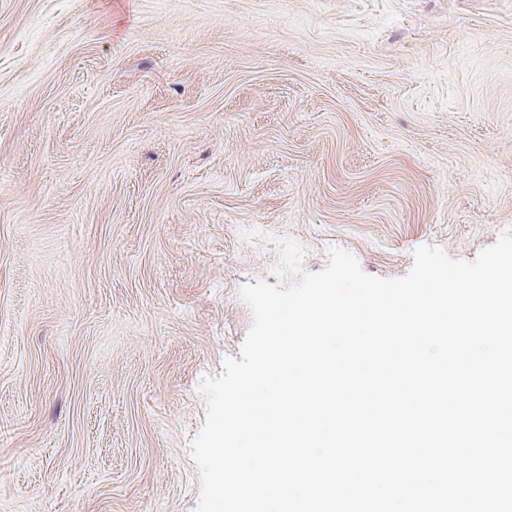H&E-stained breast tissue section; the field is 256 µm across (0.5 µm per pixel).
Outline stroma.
Wrapping results in <instances>:
<instances>
[{"instance_id": "35a3bbf8", "label": "stroma", "mask_w": 512, "mask_h": 512, "mask_svg": "<svg viewBox=\"0 0 512 512\" xmlns=\"http://www.w3.org/2000/svg\"><path fill=\"white\" fill-rule=\"evenodd\" d=\"M509 227L512 0H0V512H195L276 238Z\"/></svg>"}]
</instances>
